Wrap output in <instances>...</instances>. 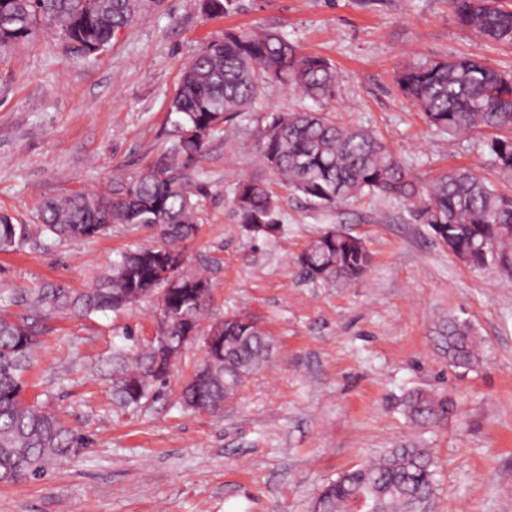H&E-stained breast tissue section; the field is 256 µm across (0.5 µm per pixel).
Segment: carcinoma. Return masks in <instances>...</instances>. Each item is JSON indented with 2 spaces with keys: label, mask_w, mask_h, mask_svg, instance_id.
<instances>
[{
  "label": "carcinoma",
  "mask_w": 512,
  "mask_h": 512,
  "mask_svg": "<svg viewBox=\"0 0 512 512\" xmlns=\"http://www.w3.org/2000/svg\"><path fill=\"white\" fill-rule=\"evenodd\" d=\"M458 23L487 42L512 45V9L502 0H449ZM142 0H0V48L30 41L38 25L58 30L75 48L106 50L138 16ZM278 81L299 88L313 101L331 98L336 69L322 56L306 54L283 36L261 28L226 29L206 42L181 73L170 101L179 116L164 160L135 175L112 180L103 193L75 194L43 202L40 233L50 238L85 240L116 224L154 230V244L123 253L93 287L74 290L47 283L25 295L30 320L0 316V483L39 477L82 445L56 414L23 392L36 351L38 324L53 315L87 317L156 298L167 318L163 339L133 342L112 353V399L138 407L166 386L171 360L181 355L184 336L195 329L215 338L204 355L205 375L193 374L180 398L190 410L224 414V400L268 362L272 345L251 316L213 319L211 281L186 266L184 253L198 233L196 211L201 187L192 180L195 164L214 133L231 114L251 104L259 88ZM400 94L426 123L457 138L475 131L512 129V75L472 57L424 59L406 63L395 76ZM493 164L512 180V136L485 142ZM262 162L293 192L322 206L365 194L418 199L415 221L426 224L448 252L465 266L500 267L512 278V193L499 191L467 168H453L421 183L376 135L347 125L328 112H274L258 142ZM237 222L250 239L282 230L277 196L264 183L242 178L234 187ZM94 226L97 233L89 232ZM29 224L0 215V249L31 239ZM312 282L350 284L372 262L364 242L340 229H328L296 257ZM448 354V366L462 374L483 363L481 339L466 319L450 315L435 329ZM449 400L425 391L409 394L403 406L419 426L437 423ZM364 497L372 512H433L436 461L416 442L388 448L327 483L311 512H356Z\"/></svg>",
  "instance_id": "obj_1"
}]
</instances>
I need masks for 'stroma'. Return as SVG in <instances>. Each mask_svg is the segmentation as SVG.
<instances>
[{
	"mask_svg": "<svg viewBox=\"0 0 512 512\" xmlns=\"http://www.w3.org/2000/svg\"><path fill=\"white\" fill-rule=\"evenodd\" d=\"M262 27L331 60L333 98L313 105L266 84L216 133L197 163L199 233L186 255L208 265L210 312L256 317L274 337L258 371L223 416L179 401L203 351L186 344L164 394L139 410L112 403L98 370L113 348L158 335L155 300L87 318L45 321L26 395L59 414L85 446L43 476L0 484V512H309L321 486L403 442L438 458L436 512H512V280L495 265L454 258L401 198L365 196L333 208L278 186L256 150L265 117L319 107L375 131L428 181L473 168L512 189L477 133L428 128L398 92L406 63L477 55L512 72V47L461 28L448 0H231L209 19L202 0H144L109 49L86 54L55 32L0 54V215L37 224L46 199L98 191L159 163L175 135L169 102L182 68L228 28ZM275 186L281 236L250 240L234 216L239 176ZM361 238L372 265L328 288L304 280L295 258L324 231ZM152 230L117 225L102 237L0 252V293L45 282L85 288L119 255L153 243ZM457 315L484 341L483 366L455 373L435 326ZM423 389L450 399L438 426H415L400 402Z\"/></svg>",
	"mask_w": 512,
	"mask_h": 512,
	"instance_id": "35a3bbf8",
	"label": "stroma"
}]
</instances>
